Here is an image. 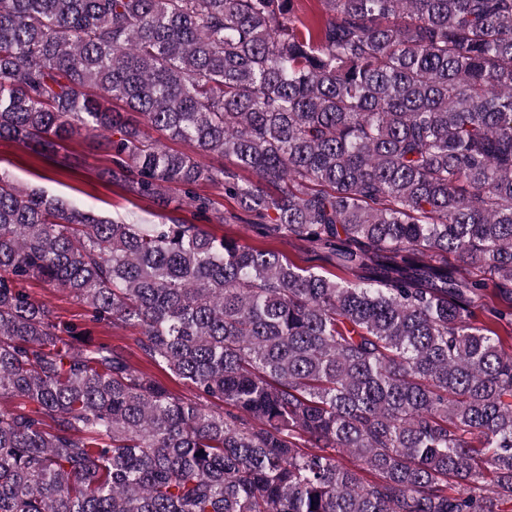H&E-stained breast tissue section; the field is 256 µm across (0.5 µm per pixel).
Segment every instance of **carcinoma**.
I'll list each match as a JSON object with an SVG mask.
<instances>
[{
    "instance_id": "carcinoma-1",
    "label": "carcinoma",
    "mask_w": 512,
    "mask_h": 512,
    "mask_svg": "<svg viewBox=\"0 0 512 512\" xmlns=\"http://www.w3.org/2000/svg\"><path fill=\"white\" fill-rule=\"evenodd\" d=\"M294 2L0 0V139L110 131L111 180L204 211L195 187L221 184L338 271L0 173V512L512 501V0H319L315 31ZM31 278L138 327L193 396ZM25 288L32 298L52 308L61 321L88 323L92 330V336H96L100 341L113 347L124 349L130 354L131 363L135 367L153 375L172 392L178 395L191 396L192 392L187 385L170 372L151 363L136 347L134 340L137 336H140L138 327L93 325L88 322L87 308L67 293L34 279L29 280L25 284Z\"/></svg>"
}]
</instances>
